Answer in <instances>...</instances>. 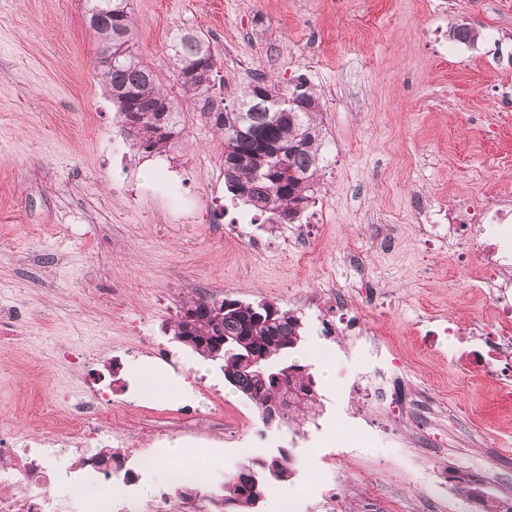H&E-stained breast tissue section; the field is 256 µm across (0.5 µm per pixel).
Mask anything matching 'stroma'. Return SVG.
<instances>
[{
    "mask_svg": "<svg viewBox=\"0 0 512 512\" xmlns=\"http://www.w3.org/2000/svg\"><path fill=\"white\" fill-rule=\"evenodd\" d=\"M134 13L135 49L170 95V45L187 28L212 38L228 89L263 74L284 91L299 76L317 91L325 166L305 221L312 240L294 247L293 225L231 202L224 146L195 112L166 153L130 147L85 0H0V295L24 329L0 341V446L64 434L82 376L104 422L86 446L70 439L59 499L94 484L91 460L111 448L127 472L112 482V512H174L179 493L122 447L134 434L149 455L175 439L220 445L205 493L288 449L295 512L329 498L338 512H483L457 490L470 475L487 497L512 500V396L458 356L459 338L420 320L471 326L482 302L458 283L477 259L449 257L414 219L421 197L512 186V0H134ZM464 24L479 30L475 44L450 39ZM342 293L381 303L365 328L394 398L432 397L431 447H415L412 419L362 390L372 363L341 331ZM211 294L300 311V357L332 352L314 375L316 405L292 426H264L216 364L180 404L131 378L137 361L178 374L194 364L167 328L184 297ZM216 411L233 429L207 426ZM331 463L342 477L305 483Z\"/></svg>",
    "mask_w": 512,
    "mask_h": 512,
    "instance_id": "1",
    "label": "stroma"
}]
</instances>
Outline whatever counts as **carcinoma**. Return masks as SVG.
<instances>
[{
  "mask_svg": "<svg viewBox=\"0 0 512 512\" xmlns=\"http://www.w3.org/2000/svg\"><path fill=\"white\" fill-rule=\"evenodd\" d=\"M87 19L112 59H99L100 76L121 118L131 146L141 154H162L181 137L177 99L163 88L160 76L131 45L132 0H85ZM173 77L193 110L224 143V188L237 201L265 216L269 224H297L315 204L323 168V129L319 98L300 79L281 96L295 101L290 112H269L261 95L279 93L260 76L233 96L237 111H227L223 65L213 42L198 31L177 33L171 45ZM170 335L190 336L191 354L219 364L224 381L251 402L263 424L276 401H283L275 425L292 419L295 407L315 401L310 366L294 358L305 341L304 327L292 309L272 303L244 302L224 296L190 297L181 302ZM259 353L275 373L260 374L244 364ZM295 473L292 455L281 456L272 472L262 461H248L224 479L222 499L243 512H258L254 487L268 494L273 484Z\"/></svg>",
  "mask_w": 512,
  "mask_h": 512,
  "instance_id": "1",
  "label": "carcinoma"
}]
</instances>
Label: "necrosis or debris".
<instances>
[{
	"instance_id": "necrosis-or-debris-1",
	"label": "necrosis or debris",
	"mask_w": 512,
	"mask_h": 512,
	"mask_svg": "<svg viewBox=\"0 0 512 512\" xmlns=\"http://www.w3.org/2000/svg\"><path fill=\"white\" fill-rule=\"evenodd\" d=\"M416 222L427 236L447 246L456 257L479 253L482 260L467 282L485 302V311L471 329L489 356L503 357L494 368L499 386L512 388V197L478 191L447 207L445 200L425 198L416 209ZM8 462L0 463V512H72L82 498L49 500L34 493V486L58 479L67 469L63 451L52 438L31 443L16 437Z\"/></svg>"
}]
</instances>
